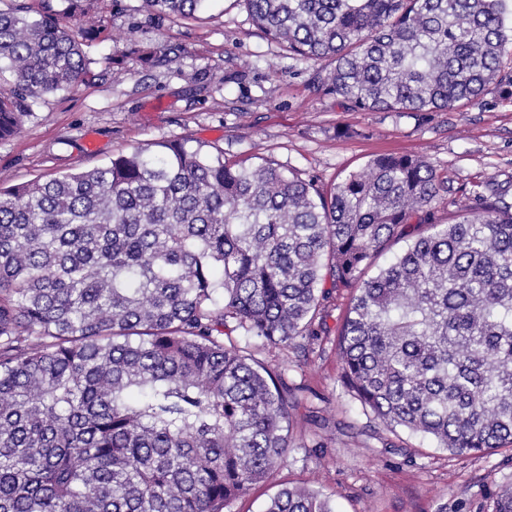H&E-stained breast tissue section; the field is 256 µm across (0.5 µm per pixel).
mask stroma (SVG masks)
<instances>
[{
    "instance_id": "stroma-1",
    "label": "stroma",
    "mask_w": 512,
    "mask_h": 512,
    "mask_svg": "<svg viewBox=\"0 0 512 512\" xmlns=\"http://www.w3.org/2000/svg\"><path fill=\"white\" fill-rule=\"evenodd\" d=\"M139 0H94L121 39L88 40L93 79L33 106L21 138L0 140V175L18 184L90 169L159 140L191 137L229 158H271L330 188L374 155L427 158L447 176L437 204L448 220L460 201L499 188L512 203V99L489 89L448 112H361L315 92L314 62L289 56L252 25L236 0H209L199 20L139 13ZM174 49L179 64L145 65L143 49ZM266 347L305 393L283 465L231 512H263L279 488L322 491L334 512H477L482 491L512 479V452L452 455L421 436L386 431L342 387L333 337L305 362Z\"/></svg>"
}]
</instances>
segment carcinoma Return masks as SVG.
Returning a JSON list of instances; mask_svg holds the SVG:
<instances>
[{"label": "carcinoma", "mask_w": 512, "mask_h": 512, "mask_svg": "<svg viewBox=\"0 0 512 512\" xmlns=\"http://www.w3.org/2000/svg\"><path fill=\"white\" fill-rule=\"evenodd\" d=\"M0 7V140L84 82L64 13ZM196 20L206 0H139ZM312 88L351 110L438 112L512 98L508 0H241ZM448 178L378 155L332 189L183 137L102 165L0 178V512H228L285 460L299 405L282 367L233 333L308 358L351 297L342 385L383 427L453 455L512 447V206L493 191L436 216ZM406 248L363 278L392 242ZM265 512H332L280 489ZM478 512H512V482Z\"/></svg>", "instance_id": "obj_1"}]
</instances>
